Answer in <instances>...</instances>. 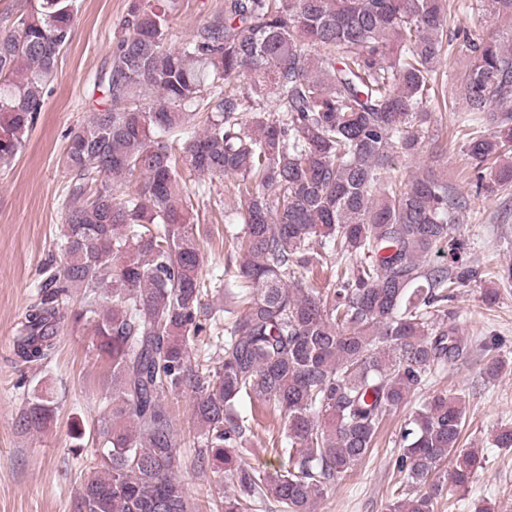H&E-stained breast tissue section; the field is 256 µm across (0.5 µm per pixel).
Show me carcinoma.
Here are the masks:
<instances>
[{"mask_svg":"<svg viewBox=\"0 0 512 512\" xmlns=\"http://www.w3.org/2000/svg\"><path fill=\"white\" fill-rule=\"evenodd\" d=\"M172 0H131L124 34L97 88L106 98L66 133L59 272L27 310L14 351L26 364L54 352L72 290L75 327L112 363L110 414L92 440L100 459L76 512H195L176 477L181 461L167 395L194 396L201 448L192 463L224 465L238 490L211 512H315L370 456L385 418L465 348L448 302L481 273L460 263L454 235L464 195L428 168L407 180L391 153L420 152L430 94L448 51L447 0H224L177 48L167 45ZM470 9L512 26V0ZM74 0H35L0 30V166L25 147L61 52L74 36ZM470 63L460 88L476 193L512 183V47L462 30ZM257 76L272 108L240 90ZM203 128L189 134L195 118ZM239 179L234 253L224 266L236 309L205 304L191 219L205 183L179 168ZM446 251L448 264L426 258ZM327 258L336 278L297 276ZM209 369L191 352L205 331ZM256 397L281 416L286 459L262 470L238 461ZM35 394L21 417L38 432L53 417ZM461 398L423 401L401 432L399 480L387 512H439L440 464L465 491L485 458L459 448Z\"/></svg>","mask_w":512,"mask_h":512,"instance_id":"obj_1","label":"carcinoma"}]
</instances>
